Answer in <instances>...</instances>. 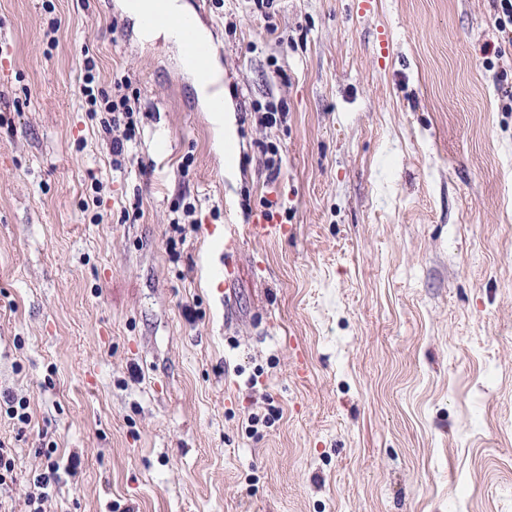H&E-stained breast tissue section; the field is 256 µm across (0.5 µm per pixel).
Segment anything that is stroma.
I'll list each match as a JSON object with an SVG mask.
<instances>
[{"label":"stroma","instance_id":"stroma-1","mask_svg":"<svg viewBox=\"0 0 512 512\" xmlns=\"http://www.w3.org/2000/svg\"><path fill=\"white\" fill-rule=\"evenodd\" d=\"M186 2L220 124L123 0H0V394L33 412L0 401L13 512L73 454L44 512H512L498 0ZM85 47L98 88L141 94L121 170ZM260 213L284 235L250 236Z\"/></svg>","mask_w":512,"mask_h":512}]
</instances>
